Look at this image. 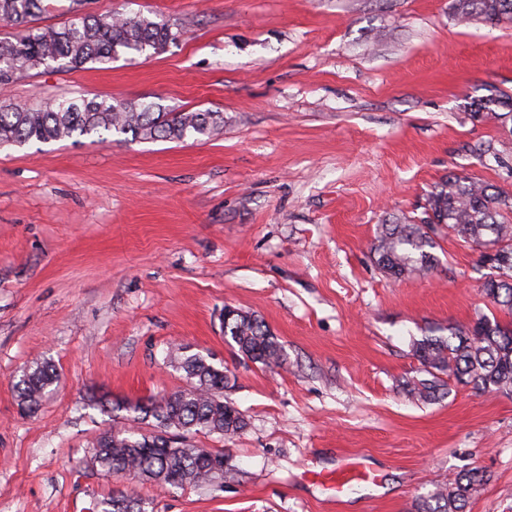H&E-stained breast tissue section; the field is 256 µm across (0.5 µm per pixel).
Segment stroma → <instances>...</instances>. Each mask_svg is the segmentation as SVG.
I'll use <instances>...</instances> for the list:
<instances>
[{
	"instance_id": "stroma-1",
	"label": "stroma",
	"mask_w": 512,
	"mask_h": 512,
	"mask_svg": "<svg viewBox=\"0 0 512 512\" xmlns=\"http://www.w3.org/2000/svg\"><path fill=\"white\" fill-rule=\"evenodd\" d=\"M454 0H138L177 24L150 57L38 69L5 107L100 95L213 110L181 142L65 138L0 148V512H95L121 490L150 512H411L436 483L490 475L467 512H512V394L401 390L411 339L494 307L480 252L440 239L428 274L394 280L379 225L420 215L454 171L512 193V134L474 120L512 94V24L460 22ZM260 318L284 361L243 359L225 306ZM183 344L224 366L248 421L223 490L113 479L88 451L112 425L92 395L183 388ZM51 361L33 413L16 382ZM354 480L336 488V471Z\"/></svg>"
}]
</instances>
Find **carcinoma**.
Returning <instances> with one entry per match:
<instances>
[{
  "mask_svg": "<svg viewBox=\"0 0 512 512\" xmlns=\"http://www.w3.org/2000/svg\"><path fill=\"white\" fill-rule=\"evenodd\" d=\"M89 0H70L67 13H76L59 27H40L49 11L47 0H0V23L15 32L0 38V89L40 67L76 70L88 64L109 63L123 55L157 53L177 41L181 31L163 19L139 10L99 14L85 10ZM460 19L491 23L512 22V0H455ZM512 96L501 95L478 103L472 118L505 123L512 113ZM224 129L218 111L166 112L152 103L100 98L96 95L62 99L30 106L0 108V147L47 143L96 135L102 141L114 135L126 142L188 137H212ZM453 235L481 248L499 245L493 258L480 255L489 269L482 293L499 310L512 314V195L468 176L450 172L426 194L422 216L382 224L371 248L374 264L392 278L428 273L437 263L432 250L437 238ZM224 337L246 359L279 366L282 349L264 323L236 308H224ZM412 355L420 368L401 381L400 388L417 401H434L449 394L448 381L476 390L512 394V324L482 314L468 323L448 326L446 336L412 340ZM170 363L183 372L186 387L137 402L97 399L102 409L127 412L121 421L93 443L94 465L107 474L132 477L176 488L222 489L224 477L214 473L210 459H225L224 450L197 448L188 439L199 433L231 437L247 427L245 416L224 401L227 376L208 358L181 346ZM59 375L48 362L23 374L17 397L36 411ZM151 423L153 431L139 425ZM477 467L463 470L449 485H436L418 498L414 512H466L472 494L487 483ZM101 512H146V502L122 491L100 503Z\"/></svg>",
  "mask_w": 512,
  "mask_h": 512,
  "instance_id": "cac0c4a2",
  "label": "carcinoma"
}]
</instances>
